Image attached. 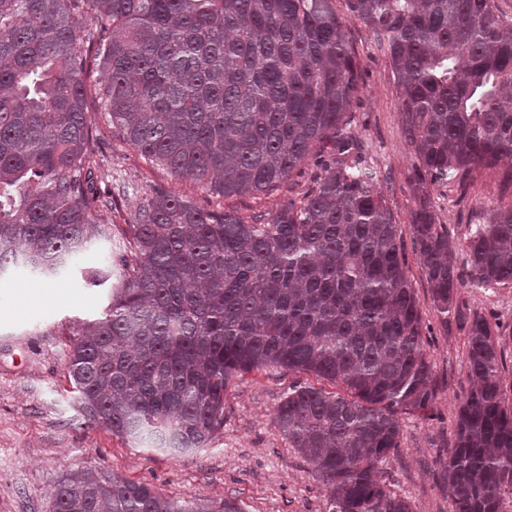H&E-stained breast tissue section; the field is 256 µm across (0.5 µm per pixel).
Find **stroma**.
Segmentation results:
<instances>
[{"mask_svg": "<svg viewBox=\"0 0 512 512\" xmlns=\"http://www.w3.org/2000/svg\"><path fill=\"white\" fill-rule=\"evenodd\" d=\"M348 37L359 64L352 128L369 160L388 175L381 191L399 226L406 274L419 301L422 335L433 365L432 413L401 414L400 448L382 465V476L393 493L409 499L414 512H449L440 461L454 445L455 416L471 388L466 319L479 314L496 323L502 374L512 398V288L467 285L457 293L460 315L444 320L435 310L411 226L418 175L402 135L396 75L363 24L349 22ZM93 121L101 137L98 188L123 181L135 191L120 201L110 237L95 241L60 276L21 268L0 276V512H51L54 483L75 470L147 482L164 495L186 501L230 497L242 512H327L325 485L273 424L289 387L320 384L336 391V384L320 382L314 375L259 370L233 380L224 393L223 428L206 447L175 456L86 422L68 376L69 333L74 324L102 316L119 277L111 275L107 283L90 288L85 269L118 251L125 221L139 201L138 189L156 185L201 205L216 203L193 181L170 176L113 141L104 113H94ZM320 172V160L311 158L295 175L293 190L261 198L234 197L224 205L243 215L257 209L276 211L289 192L311 190ZM428 192L438 223L456 246L461 268L467 265L470 230L484 221L492 206L512 200V188L491 170L463 182L429 185ZM18 288L53 290L57 296L42 305L18 307L11 303Z\"/></svg>", "mask_w": 512, "mask_h": 512, "instance_id": "1", "label": "stroma"}]
</instances>
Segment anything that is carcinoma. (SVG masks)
Listing matches in <instances>:
<instances>
[{
  "mask_svg": "<svg viewBox=\"0 0 512 512\" xmlns=\"http://www.w3.org/2000/svg\"><path fill=\"white\" fill-rule=\"evenodd\" d=\"M0 0V275L45 276L111 233L130 186L93 187L112 138L224 199L279 190L317 154L315 188L243 216L149 187L113 258L103 316L73 328L68 373L86 420L170 455L224 426V391L254 370L307 372L347 396L295 386L273 422L326 485L327 512H412L377 465L398 413L427 415L433 367L398 224L347 115L358 63L347 19L397 76L403 135L422 173L412 226L443 321L459 288H512V201L467 237L468 279L423 183L495 169L512 186V22L493 0ZM473 387L442 463L450 512H501L512 494V407L495 330L468 327ZM52 512H240L145 482L75 471Z\"/></svg>",
  "mask_w": 512,
  "mask_h": 512,
  "instance_id": "1",
  "label": "carcinoma"
}]
</instances>
